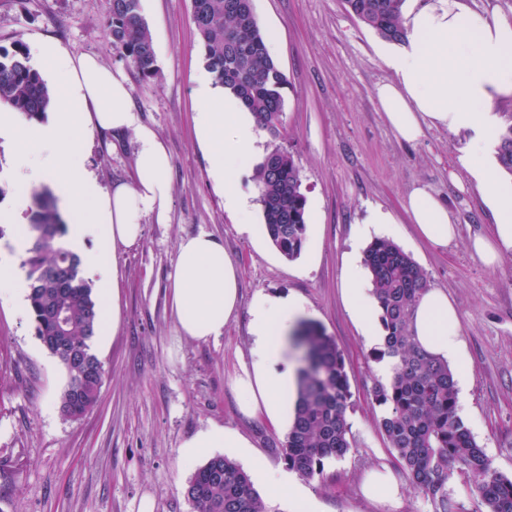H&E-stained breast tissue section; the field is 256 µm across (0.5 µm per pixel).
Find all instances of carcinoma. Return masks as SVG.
<instances>
[{"mask_svg": "<svg viewBox=\"0 0 512 512\" xmlns=\"http://www.w3.org/2000/svg\"><path fill=\"white\" fill-rule=\"evenodd\" d=\"M347 12L382 39L403 43L405 0H344ZM111 45L145 78L156 75L152 34L141 0H109ZM192 19L206 68L215 84L231 90L253 113L260 129L280 136L286 77L268 54L266 38L251 0H192ZM51 93L28 63L26 47L0 50V102L34 117L45 111ZM495 154L512 174V112L501 114ZM257 202L272 243L286 258L300 255L307 232V200L292 155L276 146L255 173ZM27 268L29 313L36 336L66 371L58 395L59 411L78 419L97 402L103 374L90 339L100 323V306L81 275V261L63 246L64 223L52 193L32 192ZM372 295L386 335L375 360H395L393 375L377 380L370 400L383 410L379 428L413 489L426 496L434 512H464L449 493L459 481L477 507L473 512H512V477L497 471L484 448L458 414L457 387L448 362L415 342V306L430 288L427 272L399 246L376 240L365 252ZM303 350L294 417L283 445L288 467L313 478L325 462L350 450L348 411L353 406L345 359L335 339L309 324L296 336ZM194 512H268L248 473L235 461L214 456L186 484Z\"/></svg>", "mask_w": 512, "mask_h": 512, "instance_id": "cac0c4a2", "label": "carcinoma"}]
</instances>
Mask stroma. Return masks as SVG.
Listing matches in <instances>:
<instances>
[{"instance_id":"35a3bbf8","label":"stroma","mask_w":512,"mask_h":512,"mask_svg":"<svg viewBox=\"0 0 512 512\" xmlns=\"http://www.w3.org/2000/svg\"><path fill=\"white\" fill-rule=\"evenodd\" d=\"M252 4L261 31L276 38L273 58L287 78L282 134H262V146H282L300 168L318 237L312 261L287 259L272 242L259 246L240 234L209 177L210 154L193 132L195 79L206 66L191 0H141L156 50L149 80L110 47L109 0H0V48L49 38L124 71L136 111L166 144L173 186L169 223L147 219L141 242L116 253L117 296L100 304L116 313L117 326L90 341L105 375L97 404L82 418L59 411L64 372L37 338L28 308L0 298V512H138L146 495L153 512H194L184 495L194 469L183 464L180 446L212 422L244 433L270 468L286 469V430L245 419L230 385L248 352L250 301L260 289L303 299L308 322L334 337L345 358L351 448L307 482L320 512H433L394 468L377 425L381 409L368 399L377 363L341 296L342 261L358 224L376 206L401 214L417 185L447 203L458 235L445 246L407 233L395 243L459 310L469 403L463 418L495 468L512 476V249L489 267L470 248L474 237L494 235L495 221L458 165L469 132L427 127L414 143L395 135L375 94L392 78L380 57L383 40L343 0ZM104 142L99 134L87 140L86 170L105 189L132 181V138L110 150ZM202 231L222 239L239 262L242 303L223 336L197 342L177 332L169 274L180 238ZM382 466L395 471L398 508L362 493L365 473Z\"/></svg>"}]
</instances>
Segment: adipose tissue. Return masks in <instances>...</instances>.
Returning <instances> with one entry per match:
<instances>
[{
	"mask_svg": "<svg viewBox=\"0 0 512 512\" xmlns=\"http://www.w3.org/2000/svg\"><path fill=\"white\" fill-rule=\"evenodd\" d=\"M407 29L403 47L381 50L393 78L377 86V100L402 141L415 142L427 125L472 132L458 162L483 189L496 234L474 238L471 248L486 265H497L501 245L512 246V184L499 179L482 152L497 134L499 120L492 103L512 98V20L465 12L459 0H429L409 11ZM30 54L34 63L49 70L55 92L50 112L33 119L22 118L0 102V138L11 145L19 189L12 207L0 208V223H17L26 208V189L60 182L67 218L64 244L106 294L116 272L102 260V252L138 243L146 218L160 224L168 221L169 153L136 112L121 72L104 66L96 56L69 52L49 40L33 44ZM197 96L195 133L209 150V175L224 193L225 211L240 217V232L254 235L250 198L239 189L236 173L263 160L256 122L234 94L214 85L211 76L200 75ZM97 133L133 135L132 182L106 191L87 173L81 150ZM403 209L418 241L445 246L455 239L457 226L446 203L428 187H414ZM169 280L179 333L198 342L222 336L240 306V269L223 242L204 232L182 237ZM344 283L347 308L364 338L369 344H382L385 331L367 291L359 251L344 259ZM305 314V305L296 296L257 291L251 304L249 358L231 379L243 415L276 430L287 424L297 388L296 371L288 364V337ZM413 328L429 353L451 363L461 359V319L446 291L432 288L422 296ZM211 448H228L248 460L256 457L247 437L217 423L183 442L181 456L191 464ZM253 474L274 497L287 500L294 512H316V501L297 477L262 467Z\"/></svg>",
	"mask_w": 512,
	"mask_h": 512,
	"instance_id": "adipose-tissue-1",
	"label": "adipose tissue"
}]
</instances>
